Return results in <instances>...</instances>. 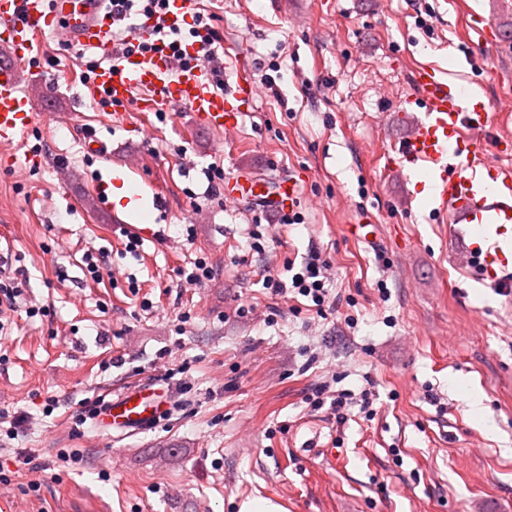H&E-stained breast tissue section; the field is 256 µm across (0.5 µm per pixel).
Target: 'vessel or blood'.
I'll return each instance as SVG.
<instances>
[{"instance_id":"b4317fda","label":"vessel or blood","mask_w":512,"mask_h":512,"mask_svg":"<svg viewBox=\"0 0 512 512\" xmlns=\"http://www.w3.org/2000/svg\"><path fill=\"white\" fill-rule=\"evenodd\" d=\"M61 27L71 45L90 49L102 56L112 54V20L103 9V0H53L44 9L43 0H0V28L5 44L15 59L14 65L0 67V141L24 137L31 128L34 112L30 98L19 86L16 63L26 60L37 35L45 27ZM417 90L408 105L422 117L400 143L389 166L407 170L421 164L436 167L433 197L438 203L436 216H453L473 228V241L466 259L482 279L493 284L506 283L512 268V247L503 248L486 236L488 227L504 233L512 224V170L492 162V155L512 154V139L489 142L482 135L492 123L491 106L484 99L465 94L449 85L438 70L428 65L412 73ZM95 86L112 101L126 103L134 92L142 112H170L180 105L192 112L208 131L221 132L237 126L238 101L253 100L255 85L246 75H238L226 92L214 90L210 78L198 67L174 66L168 53L144 57L131 54L118 68L98 69ZM300 192L296 179L281 182L277 195L265 194L259 181L238 177L224 186L229 200L256 199L276 211L292 209ZM170 406L167 392L152 386H137L107 401L95 418L100 429H144Z\"/></svg>"}]
</instances>
